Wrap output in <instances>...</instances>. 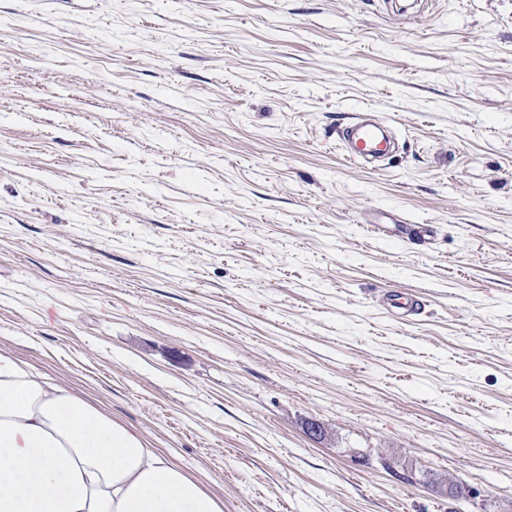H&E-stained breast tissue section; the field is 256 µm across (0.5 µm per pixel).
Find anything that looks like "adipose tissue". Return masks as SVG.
I'll return each instance as SVG.
<instances>
[{"label": "adipose tissue", "instance_id": "obj_1", "mask_svg": "<svg viewBox=\"0 0 512 512\" xmlns=\"http://www.w3.org/2000/svg\"><path fill=\"white\" fill-rule=\"evenodd\" d=\"M0 512H224L142 437L0 355Z\"/></svg>", "mask_w": 512, "mask_h": 512}]
</instances>
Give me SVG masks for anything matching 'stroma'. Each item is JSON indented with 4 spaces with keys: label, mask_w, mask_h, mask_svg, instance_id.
<instances>
[{
    "label": "stroma",
    "mask_w": 512,
    "mask_h": 512,
    "mask_svg": "<svg viewBox=\"0 0 512 512\" xmlns=\"http://www.w3.org/2000/svg\"><path fill=\"white\" fill-rule=\"evenodd\" d=\"M0 353L224 512H512V0H0ZM364 109L348 113L347 122L336 129V146L351 164L365 166L384 156L391 141L385 127L376 119H363Z\"/></svg>",
    "instance_id": "35a3bbf8"
}]
</instances>
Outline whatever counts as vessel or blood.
<instances>
[{"mask_svg": "<svg viewBox=\"0 0 512 512\" xmlns=\"http://www.w3.org/2000/svg\"><path fill=\"white\" fill-rule=\"evenodd\" d=\"M391 141L384 126L375 119L364 118L361 110H353L347 122L336 131V146L351 164L365 166L384 156Z\"/></svg>", "mask_w": 512, "mask_h": 512, "instance_id": "obj_1", "label": "vessel or blood"}]
</instances>
